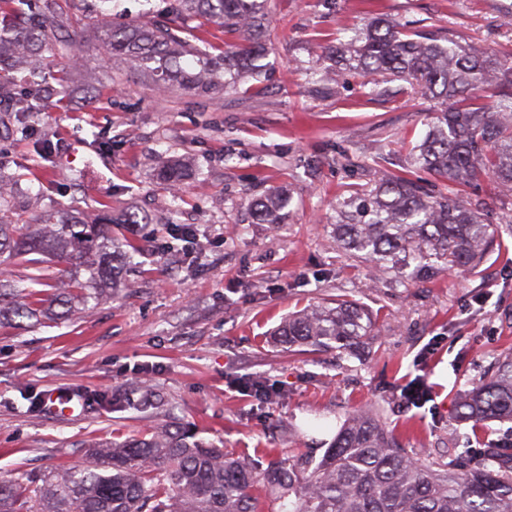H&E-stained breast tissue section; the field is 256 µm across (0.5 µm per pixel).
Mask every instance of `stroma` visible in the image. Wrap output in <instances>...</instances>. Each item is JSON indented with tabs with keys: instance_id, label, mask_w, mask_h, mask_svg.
<instances>
[{
	"instance_id": "1",
	"label": "stroma",
	"mask_w": 512,
	"mask_h": 512,
	"mask_svg": "<svg viewBox=\"0 0 512 512\" xmlns=\"http://www.w3.org/2000/svg\"><path fill=\"white\" fill-rule=\"evenodd\" d=\"M88 0L74 20L79 44L67 63L46 52L50 70L98 88L91 103L29 113L38 135L17 139L13 113L0 112V177L13 181L12 220L34 222L45 209L153 216L116 224L119 239L143 248L140 266L115 289L68 320L0 326V478H42L79 463L95 440L142 435L149 412L89 407L66 420L28 399L54 390L92 396L149 386L174 413L217 446L255 459L266 449L322 456L347 413L373 405L417 459L448 448H484L512 425L480 428L455 419L457 397L494 358L512 351V192L488 179L464 188L499 225L501 246L478 274L443 273L394 288L348 259L332 241L336 208L402 169L437 104L404 81L370 86L341 73L320 92L327 46L349 40L377 16L498 59L512 56V0H273L265 22L267 71L214 97L153 86L124 58L108 57L102 22L160 18L163 0H120L101 17ZM179 158L189 174L178 189L156 179L159 160ZM280 187L289 193L282 224L254 223L249 203ZM194 228L192 245L170 224ZM377 313L373 342L358 358L299 354L269 333L288 313L337 298ZM433 354L423 355L427 343ZM276 384L267 403L241 396L235 379ZM424 376L433 399L409 407L401 390Z\"/></svg>"
}]
</instances>
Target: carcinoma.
I'll return each mask as SVG.
<instances>
[{
  "mask_svg": "<svg viewBox=\"0 0 512 512\" xmlns=\"http://www.w3.org/2000/svg\"><path fill=\"white\" fill-rule=\"evenodd\" d=\"M82 0H42L38 11L0 10V72L18 77L0 82V101L17 113L20 139L36 128L25 117L35 90L42 100L87 97L88 89L50 75L43 52L71 51L68 33ZM270 0H166L165 20L124 26L105 24L101 40L110 55L122 56L158 86L179 84L210 94L244 74L260 75L268 55L264 24ZM204 18L235 33L238 41L197 44L182 37L188 23ZM338 66L371 81H406L437 101L424 138L410 153V167L448 182V194L432 195L407 174L381 179L373 191L339 204L333 238L345 255L371 263L393 286L430 280L447 269L473 274L498 245L497 230L478 208L456 193L489 177L512 191V62L471 54L452 42L399 29L375 17L339 49ZM496 94L493 109L482 92ZM158 179L170 187L187 176L175 163L161 162ZM11 188L0 182V265L18 263L26 274L0 279V322L70 318L109 291L125 285L128 252L134 244L112 235L114 224L148 221L134 212L112 216L111 207L86 219L50 207L37 224H6ZM290 197L272 190L251 203L258 224H280ZM48 255L66 264L67 280L53 298L45 286ZM376 318L356 301L338 299L288 315L273 331L284 345L316 352L353 353L373 340ZM112 409L133 404L166 416L149 437L98 441L85 460L43 476L30 490L23 478L0 480V512H20L19 501L35 493V512H258V490L274 498L279 512H512V452L491 446L448 460L417 462L386 424L381 409L355 410L317 459L295 448L265 461L242 458L198 437L189 424L169 416L166 397L149 388L136 399L99 395ZM461 422L512 421V353L491 364L485 378L459 395Z\"/></svg>",
  "mask_w": 512,
  "mask_h": 512,
  "instance_id": "1",
  "label": "carcinoma"
}]
</instances>
